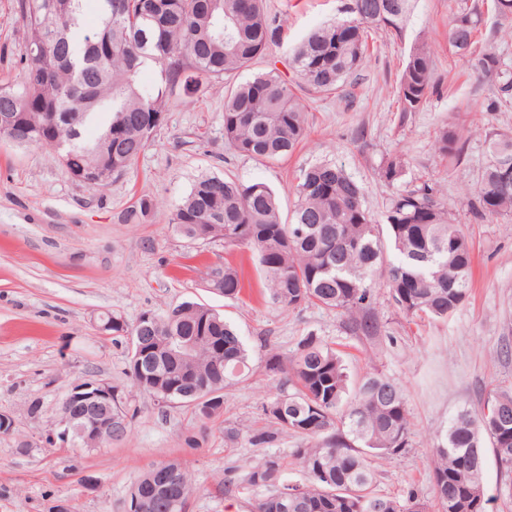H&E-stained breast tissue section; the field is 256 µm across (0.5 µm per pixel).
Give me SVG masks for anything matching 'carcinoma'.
Listing matches in <instances>:
<instances>
[{
  "label": "carcinoma",
  "mask_w": 512,
  "mask_h": 512,
  "mask_svg": "<svg viewBox=\"0 0 512 512\" xmlns=\"http://www.w3.org/2000/svg\"><path fill=\"white\" fill-rule=\"evenodd\" d=\"M413 0H348L347 17L307 34L292 49L287 80L271 69L239 83L224 98V143L258 161L291 155L307 137V105L297 90L332 94L367 58L369 39L380 30L400 34ZM86 0H15L14 11L24 50L12 60L20 80L0 75V137L25 146L45 147L75 180L90 170L104 189L122 177L154 140L161 125L155 117L164 100L193 95L206 82L248 70L276 41L282 22L270 17L265 0H96L98 26H84ZM482 24L477 5L459 0L448 28V44L468 58L472 71L490 77L495 111L512 95V67L487 48L477 47ZM159 68L160 82L138 83L147 66ZM433 56L426 44L413 48L402 72L400 111L415 112L433 85ZM66 89L73 90L69 98ZM98 125L92 140L83 130ZM435 152L458 160L464 144L455 131L441 129ZM489 160L473 190L476 218L512 215V183L503 182V165H512V136L488 138ZM378 175L396 188L385 213L381 236L363 204V186L334 162L301 171L294 188L291 221L284 223L275 192L262 182L245 184L217 174L199 176L175 207L171 223L191 240L219 239L252 251L266 280L269 299L289 309L305 305L344 318L356 335L371 337L380 327L370 313L373 292L389 289L406 316L445 319L469 298L472 245L429 185L403 189L406 163L385 158ZM157 203L138 201L128 218L140 221ZM208 287L228 299L244 288L241 272L227 264L210 268ZM140 325L112 314L115 336L137 335ZM145 335L156 338L149 374L142 377L135 351H128L131 386L163 407H185L201 422L224 411L225 392L246 380L250 355L237 328L210 306L185 301L163 315H152ZM196 336L189 380L180 379V359L167 343ZM268 369L289 375L283 389L263 405L267 427L250 440L269 446L288 435L301 441L293 452L305 481L291 484L286 465L270 456L251 467L242 481L269 493L254 512H427L428 505L409 490L401 497L373 492L371 458L396 456L407 448L411 419L405 389L392 379L369 373L355 385L343 359L313 333L301 337L291 356L273 355ZM181 381V394L167 388ZM130 395L117 390L112 415L134 417ZM512 473V390H489L480 410L455 414L431 450L434 499L438 512H488L492 496L483 481L486 454ZM163 467L176 474L180 494L157 512H186L194 487L189 470L161 460L130 486L131 500Z\"/></svg>",
  "instance_id": "carcinoma-1"
}]
</instances>
